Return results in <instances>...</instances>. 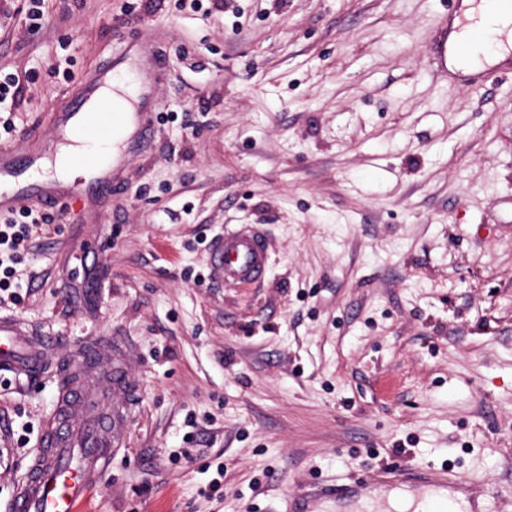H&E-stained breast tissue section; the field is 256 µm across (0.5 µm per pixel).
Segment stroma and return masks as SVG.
Masks as SVG:
<instances>
[{
  "label": "stroma",
  "instance_id": "obj_1",
  "mask_svg": "<svg viewBox=\"0 0 512 512\" xmlns=\"http://www.w3.org/2000/svg\"><path fill=\"white\" fill-rule=\"evenodd\" d=\"M0 0V112L19 171L58 148L52 113L131 48L154 102L112 194L33 239L0 316L54 343L0 372V512L43 444L74 350L111 339L131 383L84 512H289L381 468L470 479L512 512V76L431 73L442 0ZM12 129H4V120ZM40 135L26 137L30 125ZM269 267L212 279L225 228ZM218 487H210L212 479Z\"/></svg>",
  "mask_w": 512,
  "mask_h": 512
}]
</instances>
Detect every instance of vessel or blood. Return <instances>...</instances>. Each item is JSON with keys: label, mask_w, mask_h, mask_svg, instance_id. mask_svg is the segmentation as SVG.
I'll list each match as a JSON object with an SVG mask.
<instances>
[{"label": "vessel or blood", "mask_w": 512, "mask_h": 512, "mask_svg": "<svg viewBox=\"0 0 512 512\" xmlns=\"http://www.w3.org/2000/svg\"><path fill=\"white\" fill-rule=\"evenodd\" d=\"M438 72L463 81L480 80L512 72V0H451L447 15L436 25L432 44ZM110 81L100 72L86 82L94 109L83 113V136H107L116 125L136 120L139 134L152 136L155 128L148 113H131L121 103H108L101 93ZM268 254L259 230H228L209 250L214 277L239 284L261 282L267 272ZM48 347L45 337L27 331L20 322L0 318V371L35 375L42 371ZM65 417L52 425L46 448L37 454L25 481L19 485L10 512H80L82 504L101 482L112 456L115 436L104 426L93 395L70 402L59 397ZM414 484L444 491L432 501L431 512H455L456 495L468 488L465 479H448L427 468L414 472L391 466L375 477L359 478L338 490L341 498L369 495L380 485Z\"/></svg>", "instance_id": "vessel-or-blood-1"}]
</instances>
